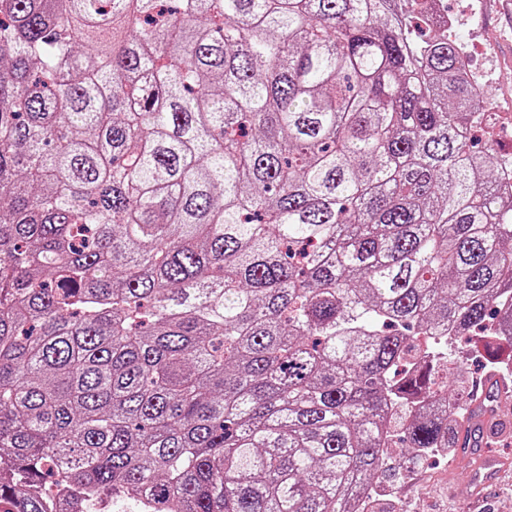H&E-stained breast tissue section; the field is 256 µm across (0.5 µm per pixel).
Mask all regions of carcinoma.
I'll return each mask as SVG.
<instances>
[{"mask_svg": "<svg viewBox=\"0 0 512 512\" xmlns=\"http://www.w3.org/2000/svg\"><path fill=\"white\" fill-rule=\"evenodd\" d=\"M437 10L0 0V512H351L458 447L512 194Z\"/></svg>", "mask_w": 512, "mask_h": 512, "instance_id": "1", "label": "carcinoma"}]
</instances>
